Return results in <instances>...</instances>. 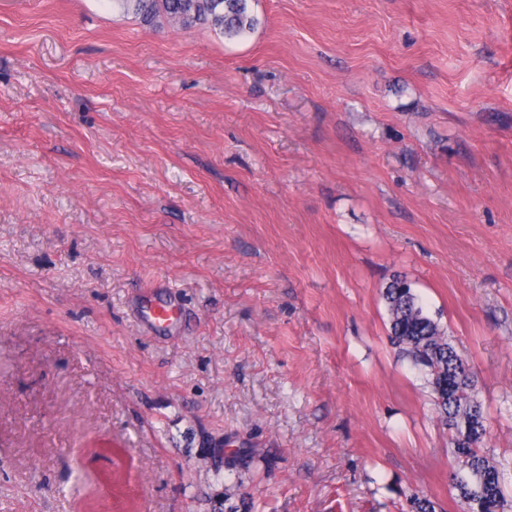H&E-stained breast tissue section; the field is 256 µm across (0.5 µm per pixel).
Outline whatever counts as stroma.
Returning <instances> with one entry per match:
<instances>
[{
  "label": "stroma",
  "mask_w": 512,
  "mask_h": 512,
  "mask_svg": "<svg viewBox=\"0 0 512 512\" xmlns=\"http://www.w3.org/2000/svg\"><path fill=\"white\" fill-rule=\"evenodd\" d=\"M253 5L0 0V512H463L397 275L512 463V0ZM125 12H132L142 23L153 26L164 16L180 27L208 26L225 39L245 36L260 23L252 12L251 0H113Z\"/></svg>",
  "instance_id": "1"
}]
</instances>
